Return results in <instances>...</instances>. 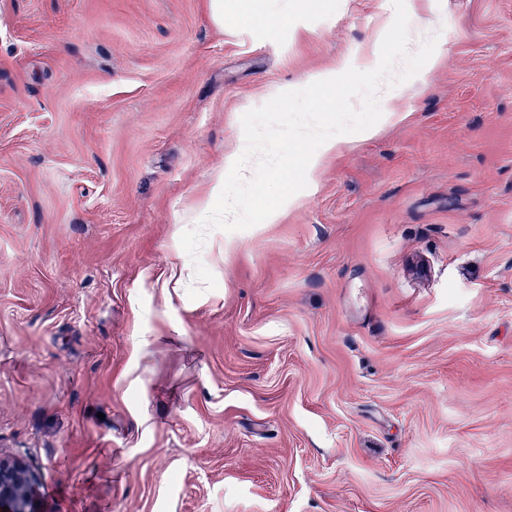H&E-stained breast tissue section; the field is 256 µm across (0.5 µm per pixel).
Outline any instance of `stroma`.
<instances>
[{
    "mask_svg": "<svg viewBox=\"0 0 512 512\" xmlns=\"http://www.w3.org/2000/svg\"><path fill=\"white\" fill-rule=\"evenodd\" d=\"M405 4V119L211 231L193 299L243 114L377 66L392 0H0V454L39 512H512V0Z\"/></svg>",
    "mask_w": 512,
    "mask_h": 512,
    "instance_id": "35a3bbf8",
    "label": "stroma"
}]
</instances>
